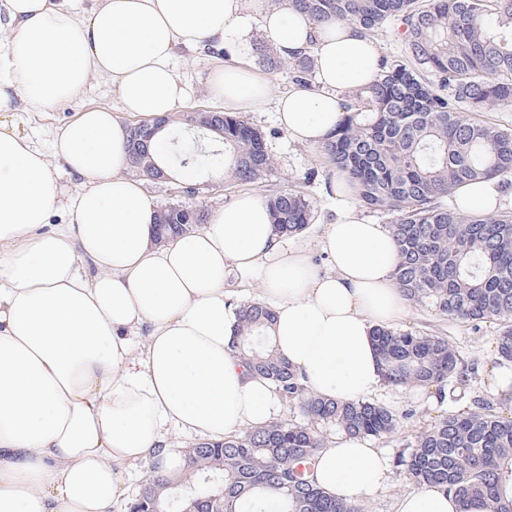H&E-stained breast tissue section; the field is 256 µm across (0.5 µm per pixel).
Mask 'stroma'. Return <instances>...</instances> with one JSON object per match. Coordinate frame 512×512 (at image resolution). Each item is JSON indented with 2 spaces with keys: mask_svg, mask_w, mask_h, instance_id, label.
<instances>
[{
  "mask_svg": "<svg viewBox=\"0 0 512 512\" xmlns=\"http://www.w3.org/2000/svg\"><path fill=\"white\" fill-rule=\"evenodd\" d=\"M261 51L270 55L274 49L258 30L253 32L248 44L242 46H230L224 50L211 48L205 51L178 49L175 70L190 89L186 107H214L215 102L206 87L207 75L214 65L224 62L228 57L246 58L259 75L269 82L272 95L296 89L292 67L284 64L278 69H269L257 58ZM91 108H104L121 113L116 88L110 76L91 74L78 95L51 108L20 106L15 111L2 113L0 127L51 153V161L57 169L60 182L72 190L78 187L81 179L62 158L53 155V142L60 130L78 112ZM246 118L266 138L268 150L273 157L272 171L263 179L247 186L225 181L223 146L207 139L200 140L199 147L208 155L209 165L194 174V182L200 189L196 198L197 204L210 213L245 191L263 197L275 190L304 188L313 202V215L308 228L301 233L300 240L306 245L310 261L316 270H326L327 263L319 249L318 240L325 225L336 218L325 194V185L333 176L332 169L319 149L298 144L289 138L287 132L277 124L273 107H266L261 112L247 113ZM399 326L447 337L449 343L462 356L465 365L469 366V381L466 388L455 390L453 398L445 402L438 400L437 391L433 388L385 387L381 393L374 395V402L399 413L411 409L415 415L401 421L398 430L391 437L373 440V447L384 449L389 455H397L413 441L419 431L434 424L448 411L469 408L476 396L492 402L496 411L512 408V387L502 393L488 381L491 369L498 365L495 352L498 321L490 320L475 327L412 303Z\"/></svg>",
  "mask_w": 512,
  "mask_h": 512,
  "instance_id": "stroma-1",
  "label": "stroma"
}]
</instances>
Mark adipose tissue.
Returning <instances> with one entry per match:
<instances>
[{
    "label": "adipose tissue",
    "instance_id": "adipose-tissue-1",
    "mask_svg": "<svg viewBox=\"0 0 512 512\" xmlns=\"http://www.w3.org/2000/svg\"><path fill=\"white\" fill-rule=\"evenodd\" d=\"M257 29L282 57L311 52L312 87L270 98L268 82L241 61L210 71L211 97L226 112L274 102L292 140L322 146L344 112L342 94L371 83L379 54L356 26L316 23L289 0H100L87 13L74 0H0V112L20 101L50 108L97 72L111 76L123 111L167 116L188 96L174 68L180 47L243 45ZM126 137V122L103 108L60 131L56 153L85 180L69 196L43 151L0 129V512H109L125 467L153 461L181 474L170 430L220 441L275 417L277 394L231 346V273L273 308L277 349L312 393L351 401L384 387L373 331L407 314L398 251L387 226L359 215L343 175L329 185L336 221L319 238L329 264L320 273L251 194L201 229L158 241L159 207L126 174ZM501 204L491 180L454 197L463 213ZM61 207L71 223L47 230ZM86 258L94 273L81 269ZM315 478L360 505L393 483L394 470L385 451L340 438L321 450ZM396 512L459 505L424 485L403 493Z\"/></svg>",
    "mask_w": 512,
    "mask_h": 512
}]
</instances>
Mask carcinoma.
<instances>
[{
    "label": "carcinoma",
    "instance_id": "carcinoma-1",
    "mask_svg": "<svg viewBox=\"0 0 512 512\" xmlns=\"http://www.w3.org/2000/svg\"><path fill=\"white\" fill-rule=\"evenodd\" d=\"M319 21L360 26L370 38L389 22L406 57L379 59V73L354 95L322 147L366 208L392 217L399 251L395 279L408 301L441 316L479 325L500 322L499 359L512 362V211L458 213L446 205L465 185L512 173V132L472 117L512 111V0H293ZM301 87L311 81V55L291 59ZM224 123V176L255 183L272 170L265 135L236 112ZM173 165L199 164L182 136L181 114L167 118ZM130 170L156 180L167 173L151 141L128 139ZM278 233L304 232L312 204L300 190L265 197ZM207 221L195 204L159 207L158 239L183 235ZM272 309L261 301L237 311L232 347L249 371L298 405L303 420L271 421L221 443L197 442L185 456L186 477L149 466L129 512H362L324 491L314 478L327 435L381 439L402 416L381 404L313 395L279 354ZM374 340L392 386H465L467 369L448 340L411 329L378 328ZM420 432L397 467L415 487L453 494L461 512L479 498L490 512H512V417L476 399Z\"/></svg>",
    "mask_w": 512,
    "mask_h": 512
}]
</instances>
